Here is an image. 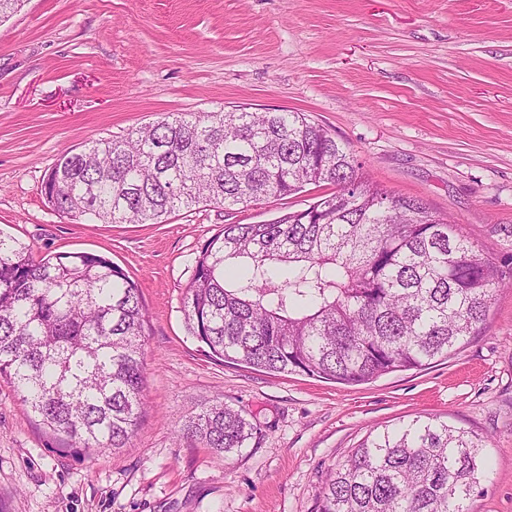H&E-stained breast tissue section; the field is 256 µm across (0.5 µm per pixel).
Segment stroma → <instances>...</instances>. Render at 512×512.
<instances>
[{
	"mask_svg": "<svg viewBox=\"0 0 512 512\" xmlns=\"http://www.w3.org/2000/svg\"><path fill=\"white\" fill-rule=\"evenodd\" d=\"M301 112L373 181L462 226L512 280V0H25L0 22V230L35 255L103 256L141 290L147 412L93 455L40 425L0 379V512H314L370 431L427 413L487 445L472 512H512V288L459 353L363 384L209 357L182 311L195 258L331 186L158 224L57 213L58 156L166 112ZM260 429L232 457L180 438L202 398Z\"/></svg>",
	"mask_w": 512,
	"mask_h": 512,
	"instance_id": "1",
	"label": "stroma"
}]
</instances>
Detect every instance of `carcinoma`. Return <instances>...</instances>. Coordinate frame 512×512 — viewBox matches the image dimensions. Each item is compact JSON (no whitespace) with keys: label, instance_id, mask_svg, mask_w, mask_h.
Masks as SVG:
<instances>
[{"label":"carcinoma","instance_id":"obj_1","mask_svg":"<svg viewBox=\"0 0 512 512\" xmlns=\"http://www.w3.org/2000/svg\"><path fill=\"white\" fill-rule=\"evenodd\" d=\"M336 187L263 224H226L195 260L182 305L209 353L272 373L359 384L456 354L503 274L460 225L388 191L299 112L163 113L61 155L43 182L58 213L157 224L199 204L231 209ZM148 315L106 258H37L0 232V378L72 448H125L145 408ZM182 435L226 456L257 437L207 401ZM482 440L419 415L375 431L331 472L316 512H470Z\"/></svg>","mask_w":512,"mask_h":512}]
</instances>
